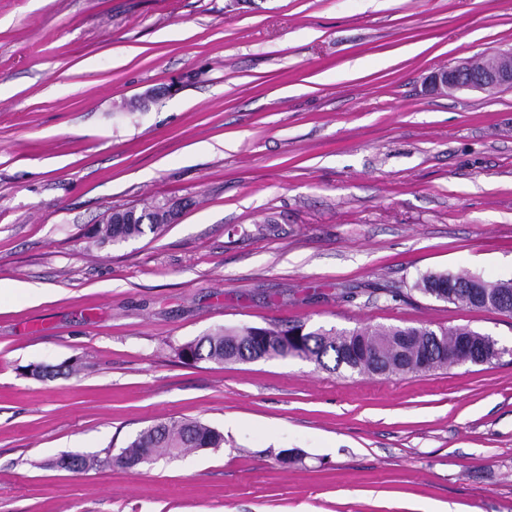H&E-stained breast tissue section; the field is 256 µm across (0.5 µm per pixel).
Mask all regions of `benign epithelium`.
Listing matches in <instances>:
<instances>
[{"instance_id": "1", "label": "benign epithelium", "mask_w": 512, "mask_h": 512, "mask_svg": "<svg viewBox=\"0 0 512 512\" xmlns=\"http://www.w3.org/2000/svg\"><path fill=\"white\" fill-rule=\"evenodd\" d=\"M427 81L433 92L471 90L490 94L512 88V51L462 59L432 72Z\"/></svg>"}]
</instances>
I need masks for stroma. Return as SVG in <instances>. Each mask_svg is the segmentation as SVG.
Returning <instances> with one entry per match:
<instances>
[{"instance_id": "35a3bbf8", "label": "stroma", "mask_w": 512, "mask_h": 512, "mask_svg": "<svg viewBox=\"0 0 512 512\" xmlns=\"http://www.w3.org/2000/svg\"><path fill=\"white\" fill-rule=\"evenodd\" d=\"M511 49L512 0H0V512H512V317L414 288L512 279V89L424 88ZM150 201L174 222L89 244ZM296 322L505 353L389 377L177 355ZM183 418L223 447L50 465Z\"/></svg>"}]
</instances>
